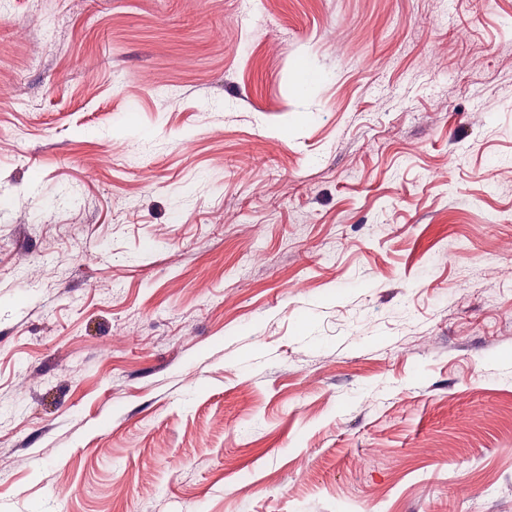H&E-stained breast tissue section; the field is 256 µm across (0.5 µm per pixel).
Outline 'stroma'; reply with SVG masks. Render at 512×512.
Instances as JSON below:
<instances>
[{
    "instance_id": "1",
    "label": "stroma",
    "mask_w": 512,
    "mask_h": 512,
    "mask_svg": "<svg viewBox=\"0 0 512 512\" xmlns=\"http://www.w3.org/2000/svg\"><path fill=\"white\" fill-rule=\"evenodd\" d=\"M1 86L0 512H512V0H11Z\"/></svg>"
}]
</instances>
